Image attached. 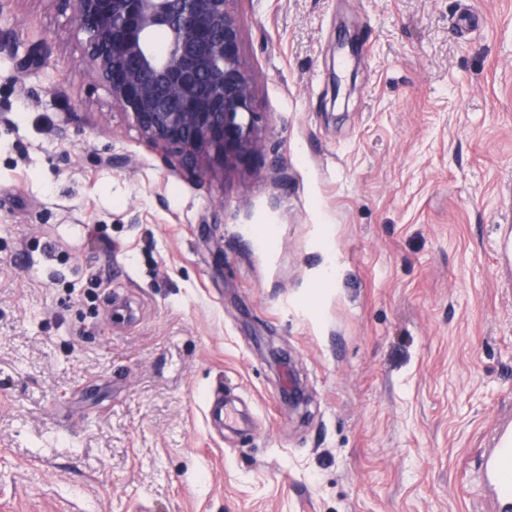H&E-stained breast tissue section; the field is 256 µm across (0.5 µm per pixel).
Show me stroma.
Returning a JSON list of instances; mask_svg holds the SVG:
<instances>
[{"label":"stroma","mask_w":512,"mask_h":512,"mask_svg":"<svg viewBox=\"0 0 512 512\" xmlns=\"http://www.w3.org/2000/svg\"><path fill=\"white\" fill-rule=\"evenodd\" d=\"M232 9L265 150L202 179L91 77L62 0L0 10V512H486L512 0Z\"/></svg>","instance_id":"1"}]
</instances>
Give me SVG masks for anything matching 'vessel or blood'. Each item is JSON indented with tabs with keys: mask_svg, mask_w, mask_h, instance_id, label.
<instances>
[{
	"mask_svg": "<svg viewBox=\"0 0 512 512\" xmlns=\"http://www.w3.org/2000/svg\"><path fill=\"white\" fill-rule=\"evenodd\" d=\"M475 485L492 512H512V418L492 426L490 446L478 457Z\"/></svg>",
	"mask_w": 512,
	"mask_h": 512,
	"instance_id": "vessel-or-blood-1",
	"label": "vessel or blood"
}]
</instances>
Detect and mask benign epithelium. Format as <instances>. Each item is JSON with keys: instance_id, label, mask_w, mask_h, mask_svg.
I'll return each instance as SVG.
<instances>
[{"instance_id": "7a95c632", "label": "benign epithelium", "mask_w": 512, "mask_h": 512, "mask_svg": "<svg viewBox=\"0 0 512 512\" xmlns=\"http://www.w3.org/2000/svg\"><path fill=\"white\" fill-rule=\"evenodd\" d=\"M91 75L146 143L203 176L260 153L252 79L231 0H63ZM286 399L305 402L294 372Z\"/></svg>"}]
</instances>
